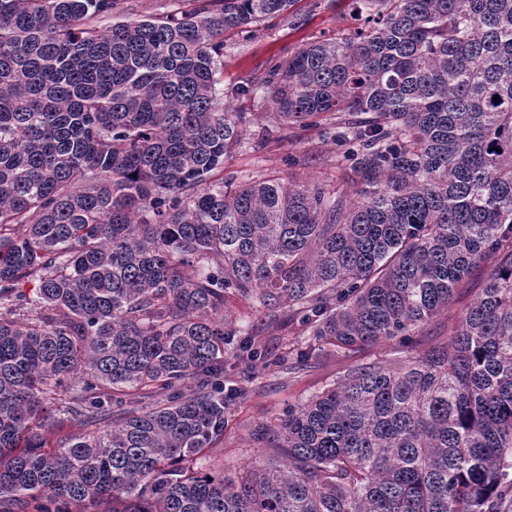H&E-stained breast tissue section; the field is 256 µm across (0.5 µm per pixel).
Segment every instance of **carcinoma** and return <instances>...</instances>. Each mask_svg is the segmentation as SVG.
Listing matches in <instances>:
<instances>
[{
    "instance_id": "obj_1",
    "label": "carcinoma",
    "mask_w": 512,
    "mask_h": 512,
    "mask_svg": "<svg viewBox=\"0 0 512 512\" xmlns=\"http://www.w3.org/2000/svg\"><path fill=\"white\" fill-rule=\"evenodd\" d=\"M185 2L105 28L117 0H0V512H504L512 0H355L366 27L227 89L224 33L296 0ZM260 92L279 125L329 126L352 194L224 179L247 145L224 100ZM481 267L448 343L414 352ZM296 324L299 363L406 357L254 426L281 466L202 472L260 333Z\"/></svg>"
}]
</instances>
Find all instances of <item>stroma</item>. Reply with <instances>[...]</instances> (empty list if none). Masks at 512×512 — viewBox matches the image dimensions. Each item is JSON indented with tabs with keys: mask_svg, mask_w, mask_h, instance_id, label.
I'll return each instance as SVG.
<instances>
[{
	"mask_svg": "<svg viewBox=\"0 0 512 512\" xmlns=\"http://www.w3.org/2000/svg\"><path fill=\"white\" fill-rule=\"evenodd\" d=\"M364 25L365 18L358 13L354 0H297L290 11L265 22L257 32L227 35L224 84L231 87L259 80L273 63L287 58L305 42L346 35ZM233 106L245 113L249 138L258 141L259 146L225 162V177L239 181L271 175L291 180L311 178L327 189L348 191L344 150L324 128L276 129L270 105L259 97L235 100ZM485 277V271H476L457 288L447 312L419 331L418 350L446 341L449 325L461 318ZM401 357L398 341L382 340L356 354H324L292 370L276 364L241 370L239 378L248 393L228 417L224 438L210 449V459L232 472L246 471L255 459H269L266 449L251 445L249 434L257 423L321 392L355 363L378 361L395 366Z\"/></svg>",
	"mask_w": 512,
	"mask_h": 512,
	"instance_id": "1",
	"label": "stroma"
}]
</instances>
